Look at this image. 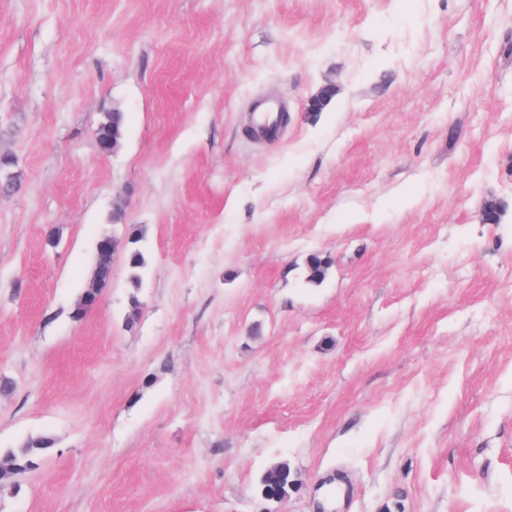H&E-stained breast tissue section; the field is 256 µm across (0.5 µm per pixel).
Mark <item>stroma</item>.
Masks as SVG:
<instances>
[{"label": "stroma", "instance_id": "35a3bbf8", "mask_svg": "<svg viewBox=\"0 0 512 512\" xmlns=\"http://www.w3.org/2000/svg\"><path fill=\"white\" fill-rule=\"evenodd\" d=\"M1 156L0 512H512V0H0ZM52 440L47 437H41L29 441L22 448L11 449L1 458L2 465L8 469L9 474H21L36 467L38 460L41 459L52 447Z\"/></svg>", "mask_w": 512, "mask_h": 512}]
</instances>
